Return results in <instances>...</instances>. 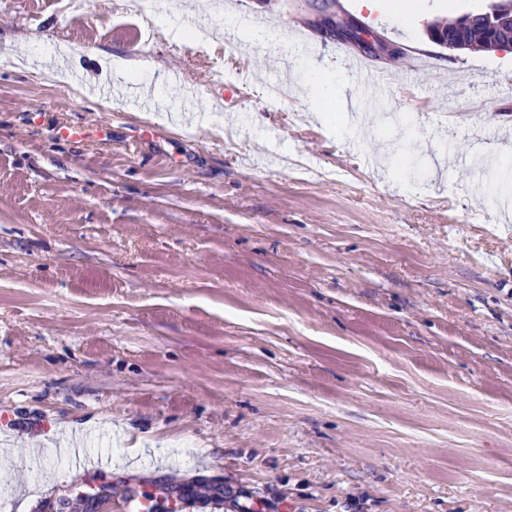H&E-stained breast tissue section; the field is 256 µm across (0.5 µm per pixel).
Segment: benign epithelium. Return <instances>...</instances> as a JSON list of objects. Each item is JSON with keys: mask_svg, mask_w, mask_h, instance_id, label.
Returning a JSON list of instances; mask_svg holds the SVG:
<instances>
[{"mask_svg": "<svg viewBox=\"0 0 512 512\" xmlns=\"http://www.w3.org/2000/svg\"><path fill=\"white\" fill-rule=\"evenodd\" d=\"M480 26H475L474 16L463 13L448 27L433 26L428 37L450 49H466L478 41L488 51H498L503 43L512 39V3L509 0H493L480 12Z\"/></svg>", "mask_w": 512, "mask_h": 512, "instance_id": "benign-epithelium-1", "label": "benign epithelium"}]
</instances>
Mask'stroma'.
I'll return each instance as SVG.
<instances>
[{"label": "stroma", "mask_w": 512, "mask_h": 512, "mask_svg": "<svg viewBox=\"0 0 512 512\" xmlns=\"http://www.w3.org/2000/svg\"><path fill=\"white\" fill-rule=\"evenodd\" d=\"M223 3L314 40L248 45L244 71L223 36L139 31L123 0H0V488L14 512L137 488L190 512H512V50L426 35L487 0L403 25L357 0ZM324 12L395 51L370 124L339 106L373 90ZM303 59L341 73L331 98ZM133 80L183 116L96 92ZM244 82L265 97L226 125Z\"/></svg>", "instance_id": "35a3bbf8"}]
</instances>
